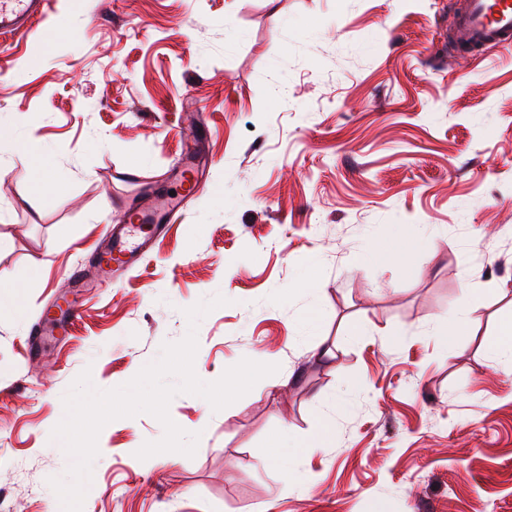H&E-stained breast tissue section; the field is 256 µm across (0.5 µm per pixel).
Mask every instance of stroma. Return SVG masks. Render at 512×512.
Masks as SVG:
<instances>
[{"label":"stroma","instance_id":"1","mask_svg":"<svg viewBox=\"0 0 512 512\" xmlns=\"http://www.w3.org/2000/svg\"><path fill=\"white\" fill-rule=\"evenodd\" d=\"M453 16L450 0H49L0 40V121L28 145H0V512H60L48 480L71 460L50 433L71 382H128L217 294L197 376L260 354L279 372L218 412L176 396L191 458H137L164 434L150 415L108 423L83 512H512V364L489 350L512 316V49L454 56ZM191 157L176 221L101 270L105 224L179 191ZM68 302L71 334L29 347ZM466 303L476 320L444 345ZM284 428L292 474L273 461Z\"/></svg>","mask_w":512,"mask_h":512}]
</instances>
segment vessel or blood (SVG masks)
Wrapping results in <instances>:
<instances>
[{
  "label": "vessel or blood",
  "instance_id": "vessel-or-blood-1",
  "mask_svg": "<svg viewBox=\"0 0 512 512\" xmlns=\"http://www.w3.org/2000/svg\"><path fill=\"white\" fill-rule=\"evenodd\" d=\"M47 7V0H0V35L33 29L44 21ZM451 37L458 50L512 46V0H459ZM156 219V214L132 210L124 224L108 227L110 244L96 253L97 264L112 272L127 266L139 248L137 232ZM73 316L72 308L62 309L59 317L37 323L31 334L36 337L49 331L66 333Z\"/></svg>",
  "mask_w": 512,
  "mask_h": 512
}]
</instances>
